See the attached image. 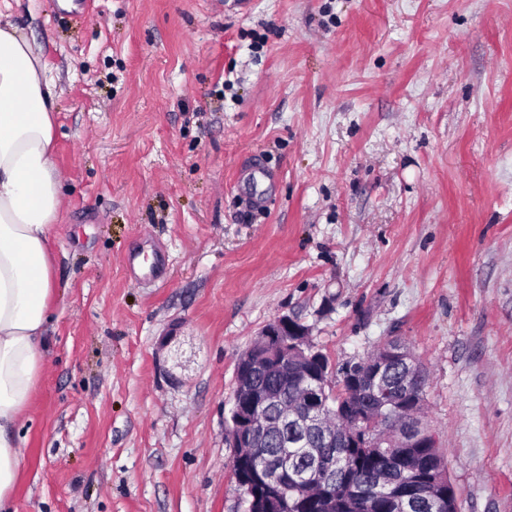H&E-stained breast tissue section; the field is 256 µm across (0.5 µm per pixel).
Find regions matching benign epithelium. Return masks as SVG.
<instances>
[{
	"mask_svg": "<svg viewBox=\"0 0 512 512\" xmlns=\"http://www.w3.org/2000/svg\"><path fill=\"white\" fill-rule=\"evenodd\" d=\"M261 345L239 359L236 386L232 398V425L225 431L229 447L234 449L233 465L250 457L249 449L264 439L275 440L282 448H302L304 455L330 479H336V458L314 459L310 438L328 448L336 447L333 420L349 422L342 441L360 448H434L435 435L425 427L411 403L424 397L425 373L421 363L398 339L382 346L377 358L361 369L359 383L317 349L310 328L288 316H280L260 333ZM302 366V378L295 401L289 396L265 391L254 379L262 370L282 366L287 359ZM345 402L336 409V397ZM404 455L396 458L397 467H389L369 484L347 487L362 500L373 498L389 485L399 482L394 512H433L441 506L435 487L418 479L419 467L403 464ZM257 482L268 491L288 490L299 493L303 488V466H284L273 458L257 468Z\"/></svg>",
	"mask_w": 512,
	"mask_h": 512,
	"instance_id": "benign-epithelium-1",
	"label": "benign epithelium"
}]
</instances>
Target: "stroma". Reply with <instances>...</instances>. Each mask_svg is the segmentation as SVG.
Instances as JSON below:
<instances>
[{"label": "stroma", "mask_w": 512, "mask_h": 512, "mask_svg": "<svg viewBox=\"0 0 512 512\" xmlns=\"http://www.w3.org/2000/svg\"><path fill=\"white\" fill-rule=\"evenodd\" d=\"M64 185L18 512H245L235 369L401 337L458 512H512V0H12ZM163 251L157 281L123 258Z\"/></svg>", "instance_id": "stroma-1"}]
</instances>
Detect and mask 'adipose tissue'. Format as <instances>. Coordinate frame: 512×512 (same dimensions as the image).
<instances>
[{"label": "adipose tissue", "instance_id": "ef3b65f1", "mask_svg": "<svg viewBox=\"0 0 512 512\" xmlns=\"http://www.w3.org/2000/svg\"><path fill=\"white\" fill-rule=\"evenodd\" d=\"M55 96L36 44L18 26L0 24V512H17L16 429L42 369L53 296L49 240L62 203Z\"/></svg>", "mask_w": 512, "mask_h": 512}]
</instances>
